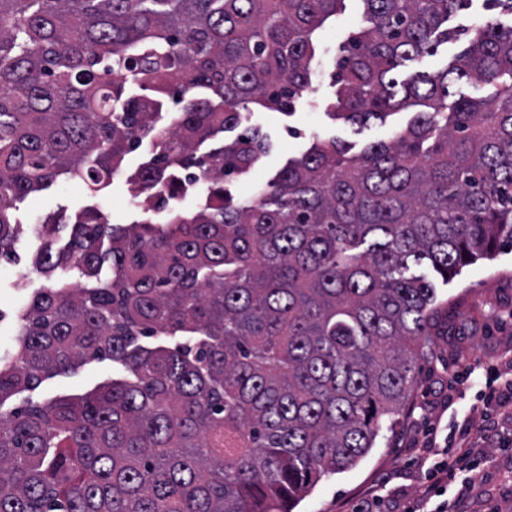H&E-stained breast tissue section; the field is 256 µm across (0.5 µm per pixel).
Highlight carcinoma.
<instances>
[{"label":"carcinoma","mask_w":512,"mask_h":512,"mask_svg":"<svg viewBox=\"0 0 512 512\" xmlns=\"http://www.w3.org/2000/svg\"><path fill=\"white\" fill-rule=\"evenodd\" d=\"M471 2L362 0L335 117L413 118L358 154L317 139L237 205L224 181L270 145L224 132L251 104L292 113L312 33L344 0H0V257L19 241L16 202L62 175L98 192L145 140L156 157L134 197L166 206L182 175L207 183L200 211L163 225L91 209L57 251L63 217L35 226L53 284L0 358V512H293L393 431L437 280L512 248V0H488L450 66L392 77ZM171 83L187 98L159 129ZM104 359L122 369L111 381L1 411Z\"/></svg>","instance_id":"1"}]
</instances>
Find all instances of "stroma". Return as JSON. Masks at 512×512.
Masks as SVG:
<instances>
[{"label":"stroma","mask_w":512,"mask_h":512,"mask_svg":"<svg viewBox=\"0 0 512 512\" xmlns=\"http://www.w3.org/2000/svg\"><path fill=\"white\" fill-rule=\"evenodd\" d=\"M485 13L483 0H473L467 10L452 16L448 27L457 32V39L439 43L435 53L412 62L411 70L431 73L451 64L465 46L467 26ZM362 14V0H345L341 11L314 32L317 52L311 87L297 99L292 113L252 108L248 123L262 128L271 149L249 173L227 179L234 203L250 202L256 187L272 178L288 160L300 157L313 138H337L359 151L407 126L412 117L408 109L390 114L385 121L370 122L361 130L331 117L336 103V58L352 33L361 28ZM151 157L147 145L129 154L111 185L100 192L61 177L49 188L17 203L14 218L26 232L16 246L19 263L0 258V309L7 313L0 322V353L16 345L14 315L34 293L51 284L35 270L43 241L29 234V227L50 214L62 213L70 218L92 206L108 214L114 224L143 220L161 223L162 214L128 205L129 177ZM437 305L435 334L420 361L416 389L394 431L380 433L357 466L323 477L295 512H358L369 491L379 484L385 487L389 512H405L424 480L418 449L422 430L428 424L438 426L443 435L467 431L483 440L481 465L460 495L459 512H512V449L500 445L501 439L512 435V429L505 427L497 435H485L484 407L479 397L488 370H500L504 351L512 348V249L503 248L493 259L464 267L449 282L438 284ZM467 368L472 371L471 387H451L453 375ZM115 370L111 361L93 360L76 371L46 380L35 396L40 399L82 393L111 379Z\"/></svg>","instance_id":"1"}]
</instances>
